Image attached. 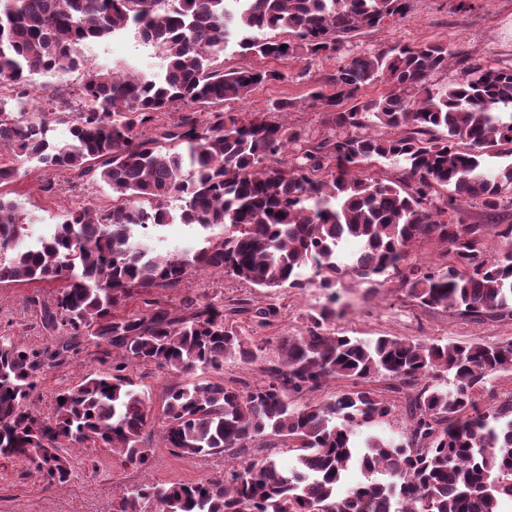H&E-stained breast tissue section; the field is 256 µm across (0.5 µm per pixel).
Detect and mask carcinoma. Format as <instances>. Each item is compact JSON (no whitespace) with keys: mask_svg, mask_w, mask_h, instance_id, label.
<instances>
[{"mask_svg":"<svg viewBox=\"0 0 512 512\" xmlns=\"http://www.w3.org/2000/svg\"><path fill=\"white\" fill-rule=\"evenodd\" d=\"M413 0H0V85L36 74L65 78L89 42L133 29L162 52L156 74L115 66L91 71L75 92L83 108L71 139L52 140L46 113L23 92L0 98V148L47 170L107 185L112 206L80 209L34 238L31 219L0 193V283L65 281L40 305L44 330L70 341L47 354L0 336V457L34 466L49 487L70 482L68 450L107 448L124 467L145 465L152 398L131 366L154 364L184 377L162 398L165 445L179 457L224 456V476L141 485L113 512H505L512 506V394L495 381L512 372V338L363 339L338 335L333 288L344 275L398 280L417 306L472 322L512 320V224H473L512 207V69L472 61L444 43L393 45L347 55L346 44L406 16ZM337 58L329 90L309 93L335 133L309 141L264 112L222 109L247 99L277 70L232 69L218 58ZM286 49H281V46ZM456 60L460 72L434 81ZM389 92L369 96L376 84ZM211 107L201 123L181 116L146 137L155 114ZM389 129V135L380 133ZM300 144L291 163L278 157ZM379 162L392 174L366 173ZM182 201L180 214L169 210ZM200 229L190 251L155 253L152 232L174 218ZM496 241L494 252L488 239ZM418 242L443 262L411 259ZM224 274L266 292L319 288L328 303L278 343L276 360L242 336L211 302L172 311L152 297L188 270ZM143 298L146 309L118 313ZM270 325L279 308L243 298L229 309ZM86 340L112 371L59 392L51 413L31 412L42 370ZM257 366L262 380L206 379L224 362ZM203 377H197L198 373ZM336 380L346 389L298 404ZM385 382L384 391L366 387ZM404 399L405 432L370 434ZM295 455L284 467L279 456ZM358 467L365 481L343 475Z\"/></svg>","mask_w":512,"mask_h":512,"instance_id":"carcinoma-1","label":"carcinoma"}]
</instances>
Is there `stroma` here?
I'll return each mask as SVG.
<instances>
[{"instance_id":"stroma-1","label":"stroma","mask_w":512,"mask_h":512,"mask_svg":"<svg viewBox=\"0 0 512 512\" xmlns=\"http://www.w3.org/2000/svg\"><path fill=\"white\" fill-rule=\"evenodd\" d=\"M459 0H414L404 18L388 21L364 34L353 52L360 53L392 44L417 45L447 42L468 48L480 63L512 68V0H470L468 16L457 11ZM83 65L57 79L34 76L28 91L33 107L47 108L59 86L76 90L88 70L106 71L120 64L145 72L159 68V52L128 30L82 47ZM224 68L277 69L283 77L257 86L247 101L233 104V111L248 116L271 109L280 100L294 101L288 113V125L318 140L333 130L322 109L309 106L307 95L336 70L335 61L318 58L309 64L262 60L232 50L222 58ZM16 165L18 174L0 192L14 199L31 214L34 233H42L59 215L82 208L110 205L112 191L103 184H91L67 171L43 169L34 161H16L13 154L0 150V164ZM60 282L0 284V336H9L38 350H54L67 339L65 332H47L39 319V306L53 303ZM338 305L343 313L333 322L336 333L373 338L380 335L405 340L478 338L488 343L512 337V320L476 323L451 312L428 310L406 298L399 282L393 279L368 283L346 276L336 285ZM164 302L178 305L186 297L224 306L241 298L259 304L274 303L280 314L271 326L262 328L249 317H238L239 328L265 347V356L275 359L280 337L297 333L308 313L325 301L320 289H290L266 295L245 284L219 274L190 271L184 281L161 294ZM105 364L96 359L95 348L87 344L70 355L65 364L44 367L39 398L34 406L40 414H49L56 393L80 381L87 374L105 372ZM152 455L140 469L122 467L104 448L72 450L73 479L67 485L47 487L40 475L20 459L0 458V512H112V501L122 491L144 484L188 483L224 474L223 456L182 458L166 447L158 429L149 433Z\"/></svg>"}]
</instances>
